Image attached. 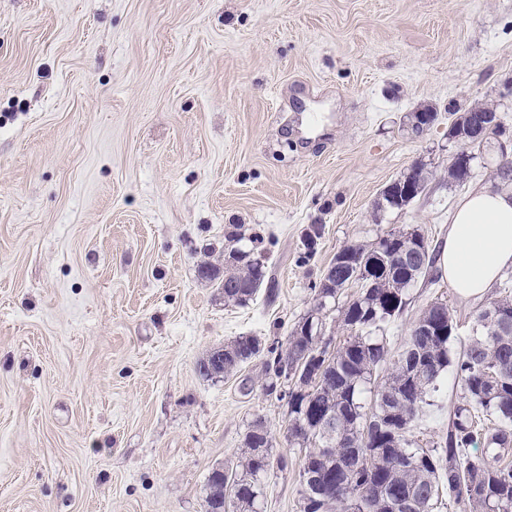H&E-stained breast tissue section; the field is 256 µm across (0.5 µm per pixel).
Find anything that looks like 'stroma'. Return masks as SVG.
<instances>
[{
  "instance_id": "stroma-1",
  "label": "stroma",
  "mask_w": 512,
  "mask_h": 512,
  "mask_svg": "<svg viewBox=\"0 0 512 512\" xmlns=\"http://www.w3.org/2000/svg\"><path fill=\"white\" fill-rule=\"evenodd\" d=\"M509 83L512 0H0V512H203L257 419L288 460L262 512H301L305 451L262 359L216 380L197 363L242 334L285 341L344 245L412 225L441 249L512 152L491 139L449 184V112L488 102L512 132ZM425 105L439 119L416 137ZM417 161L426 191L377 211ZM231 224L267 256L244 306L198 275ZM507 275L478 300L418 281L391 352L442 300L459 354ZM430 400L418 448L451 428L454 370Z\"/></svg>"
}]
</instances>
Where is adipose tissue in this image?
Masks as SVG:
<instances>
[{"instance_id":"1","label":"adipose tissue","mask_w":512,"mask_h":512,"mask_svg":"<svg viewBox=\"0 0 512 512\" xmlns=\"http://www.w3.org/2000/svg\"><path fill=\"white\" fill-rule=\"evenodd\" d=\"M439 267L464 298L482 295L512 268V190L485 186L459 201Z\"/></svg>"}]
</instances>
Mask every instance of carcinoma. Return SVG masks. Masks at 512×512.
Returning <instances> with one entry per match:
<instances>
[{"mask_svg":"<svg viewBox=\"0 0 512 512\" xmlns=\"http://www.w3.org/2000/svg\"><path fill=\"white\" fill-rule=\"evenodd\" d=\"M489 103H475L454 118L448 132L486 122ZM411 179L418 193L430 180L425 164L415 162ZM241 225L224 230V262L204 261L198 274L218 281L224 302L244 306L253 299L267 276L261 253L243 244ZM322 227L311 225L303 238L305 258L316 253ZM414 226L389 231L373 245L347 244L326 272L325 285H314L309 311L294 325L282 345L265 346L258 336L242 335L212 349L199 362L207 378H226L248 361L264 356L265 390L288 398V441L306 449L300 483L301 512H432L439 488L448 486L462 512H512V465L504 462L512 450V297L506 295L481 310L473 337L458 357L450 358L455 325L448 304L435 301L423 309L410 327L406 347L391 359L384 324L398 317L409 288L430 274L435 258L431 247L420 261L404 264L397 253L403 238L419 235ZM356 284L359 293L338 309L348 340L318 357L323 339L309 336L303 325L311 319L325 323L344 288ZM424 324L441 331L417 335ZM392 364L385 379L377 370ZM455 364L462 403L457 406L454 432L445 456L414 448L408 435L430 405L428 397L441 373ZM373 390L371 407L363 394ZM498 422L484 437L479 454L466 448L475 443V413ZM244 452L235 462L211 470L204 512H261L269 477L288 467L273 453L270 431L257 420L243 439Z\"/></svg>","mask_w":512,"mask_h":512,"instance_id":"1","label":"carcinoma"}]
</instances>
